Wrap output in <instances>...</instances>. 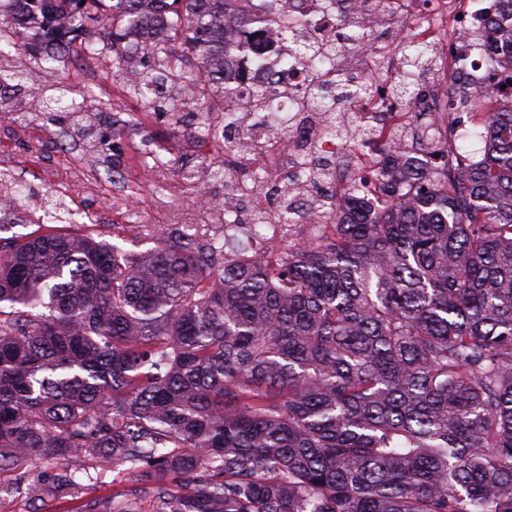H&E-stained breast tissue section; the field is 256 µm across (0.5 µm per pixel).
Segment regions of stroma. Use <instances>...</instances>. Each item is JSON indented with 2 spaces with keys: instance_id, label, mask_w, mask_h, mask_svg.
<instances>
[{
  "instance_id": "obj_1",
  "label": "stroma",
  "mask_w": 512,
  "mask_h": 512,
  "mask_svg": "<svg viewBox=\"0 0 512 512\" xmlns=\"http://www.w3.org/2000/svg\"><path fill=\"white\" fill-rule=\"evenodd\" d=\"M73 86L87 84L101 92L97 109L101 130L110 137L108 153L93 151L85 138L63 136L67 121L59 116H16L0 112V162H5L27 185L42 194L67 187V205L76 219L92 215L95 227L105 235L116 234L131 252L148 247L138 227L161 228L195 213L196 190L173 174H164V189L153 186L145 164L148 150H155L183 166L200 162L191 140L192 127L173 132L165 112H143L125 97L110 72L85 77L78 64L70 66ZM122 168L127 179H112L113 168Z\"/></svg>"
}]
</instances>
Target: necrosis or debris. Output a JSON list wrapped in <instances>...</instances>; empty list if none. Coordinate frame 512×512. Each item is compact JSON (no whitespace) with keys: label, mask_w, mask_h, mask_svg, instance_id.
<instances>
[{"label":"necrosis or debris","mask_w":512,"mask_h":512,"mask_svg":"<svg viewBox=\"0 0 512 512\" xmlns=\"http://www.w3.org/2000/svg\"><path fill=\"white\" fill-rule=\"evenodd\" d=\"M234 6L249 21L244 30L236 25L224 29V80L235 91L236 107L247 108L254 87L261 84L274 83L279 95L277 110L259 113L258 127L226 152L227 172H236L243 157L251 156L253 140L270 144V152L257 165L261 181L253 185L252 195L260 197L266 186L287 185L293 201L300 205L295 213L300 224L318 223L320 203L342 198L351 179L364 178V197L376 198L379 182L369 175L373 146L329 136V116L322 112L303 115L294 124L288 121V103L304 86L307 71L290 55L277 17L283 6L278 0H235ZM284 7L319 41L332 39L340 15L360 29H388V39L352 54L356 60L381 62L386 82L402 71L400 48L407 31H414L419 40L437 51L440 68L420 82L408 108H396L378 96L355 103L363 122L383 137L397 126L423 118L433 132L432 143L453 142V118L459 106L454 89L464 86L479 93L488 88L494 74L512 71V22L489 13L481 0H406L399 12L394 11L391 0H337L329 8L323 0H288ZM314 155L341 156L347 166L336 178L317 187L300 172L302 164Z\"/></svg>","instance_id":"4bbe7bcc"}]
</instances>
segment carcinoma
I'll use <instances>...</instances> for the list:
<instances>
[{"label":"carcinoma","instance_id":"carcinoma-1","mask_svg":"<svg viewBox=\"0 0 512 512\" xmlns=\"http://www.w3.org/2000/svg\"><path fill=\"white\" fill-rule=\"evenodd\" d=\"M10 2L0 106L46 73L32 90L41 111L84 118L97 93L67 79L78 46L105 51L144 111L172 90L170 111L182 123L195 110L205 138L241 124L211 110L227 88L208 74L224 59L218 22L245 25L232 0ZM147 12L167 35L138 62L124 42ZM370 40L341 23L330 45L295 44L312 70L302 109L352 113L338 138L373 135L350 104L379 87L339 64ZM402 52L387 94L406 104L437 59L418 41ZM184 82L197 85L189 100ZM458 100L482 158L458 151L421 188L387 151L378 202L353 182L283 251L244 247L226 211L222 224L148 225L156 245L129 254L60 231L74 223L64 194L25 193L0 169V194L38 225L9 237L0 225V472L73 460L50 484L18 475L0 503L65 492L77 512H512V108L486 112L464 87ZM148 158L194 188L224 177L207 156L194 169ZM104 464L138 485L98 497L82 476Z\"/></svg>","mask_w":512,"mask_h":512}]
</instances>
